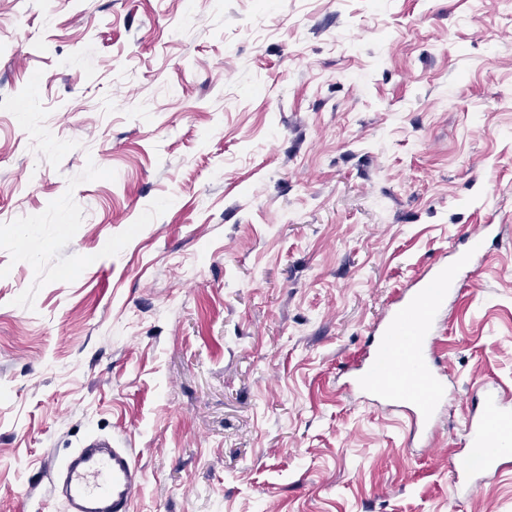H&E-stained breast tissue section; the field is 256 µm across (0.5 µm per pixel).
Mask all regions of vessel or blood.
<instances>
[{"instance_id": "obj_1", "label": "vessel or blood", "mask_w": 512, "mask_h": 512, "mask_svg": "<svg viewBox=\"0 0 512 512\" xmlns=\"http://www.w3.org/2000/svg\"><path fill=\"white\" fill-rule=\"evenodd\" d=\"M494 230L484 224L464 232V252L454 262L438 261L412 280L393 308L371 332L363 360L349 368L346 388L374 401L398 405L410 419L411 434L427 447L437 443L435 416L448 397L447 382L433 356L435 328L446 315L448 298L463 285L476 244ZM480 413L463 419L467 448L455 467V494L472 496L478 471L499 472L512 451V403L483 392ZM65 476L67 512H131L142 474L127 449L96 442L73 452L60 466Z\"/></svg>"}]
</instances>
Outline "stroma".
I'll use <instances>...</instances> for the list:
<instances>
[{
	"label": "stroma",
	"mask_w": 512,
	"mask_h": 512,
	"mask_svg": "<svg viewBox=\"0 0 512 512\" xmlns=\"http://www.w3.org/2000/svg\"><path fill=\"white\" fill-rule=\"evenodd\" d=\"M499 227L437 343L435 449L344 370ZM512 398V0H0V512L97 435L131 512H512L455 496ZM482 409L479 414H468L463 419L464 445L468 451L455 466L456 480L453 491L456 495L471 497L481 485L474 473L480 470L499 472L503 456L510 452L512 443V406L500 395L483 390ZM480 448H500L496 452L482 454L476 458Z\"/></svg>",
	"instance_id": "35a3bbf8"
}]
</instances>
